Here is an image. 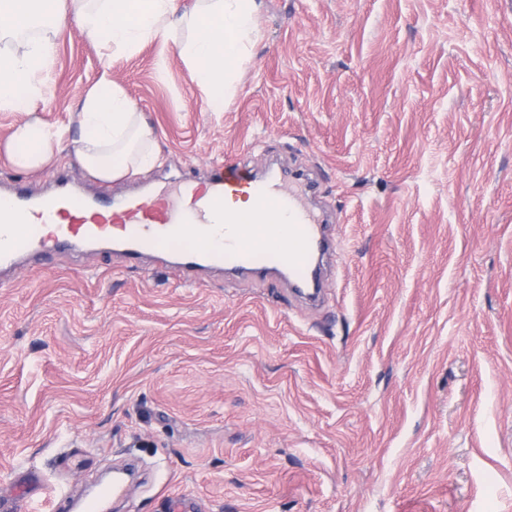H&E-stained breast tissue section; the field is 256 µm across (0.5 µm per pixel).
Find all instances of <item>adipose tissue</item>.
Returning a JSON list of instances; mask_svg holds the SVG:
<instances>
[{"mask_svg":"<svg viewBox=\"0 0 512 512\" xmlns=\"http://www.w3.org/2000/svg\"><path fill=\"white\" fill-rule=\"evenodd\" d=\"M0 0V109L23 114L5 151L23 170L50 165L62 134L37 115L47 98L41 72L56 52L59 28L76 24L102 50L100 77L85 94L78 114L82 131L77 161L97 179L135 175L159 160L153 130L139 105L112 78L115 56L133 53L145 43L177 46L194 80L206 93L209 111H223L235 70L257 35L255 0H200L178 14L177 0Z\"/></svg>","mask_w":512,"mask_h":512,"instance_id":"adipose-tissue-1","label":"adipose tissue"}]
</instances>
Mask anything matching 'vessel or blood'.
Wrapping results in <instances>:
<instances>
[{"label": "vessel or blood", "instance_id": "1", "mask_svg": "<svg viewBox=\"0 0 512 512\" xmlns=\"http://www.w3.org/2000/svg\"><path fill=\"white\" fill-rule=\"evenodd\" d=\"M56 178L53 194L32 197L21 186L0 191V271L20 260L82 243L117 244L140 260L175 255L185 271H288L296 287H311L323 248L322 224L283 178L256 177L225 160L207 189L186 188L172 207L152 195H132L112 205L110 218Z\"/></svg>", "mask_w": 512, "mask_h": 512}]
</instances>
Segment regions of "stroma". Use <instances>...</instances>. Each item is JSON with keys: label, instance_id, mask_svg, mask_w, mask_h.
Listing matches in <instances>:
<instances>
[{"label": "stroma", "instance_id": "1", "mask_svg": "<svg viewBox=\"0 0 512 512\" xmlns=\"http://www.w3.org/2000/svg\"><path fill=\"white\" fill-rule=\"evenodd\" d=\"M224 111L178 49L118 57L161 160L102 181L76 161L97 47L57 35L69 127L0 185L94 198L200 186L231 158L313 180L333 219L325 298L287 279L79 248L0 279V503L15 474L76 512L134 467L116 512H512V0H257Z\"/></svg>", "mask_w": 512, "mask_h": 512}]
</instances>
